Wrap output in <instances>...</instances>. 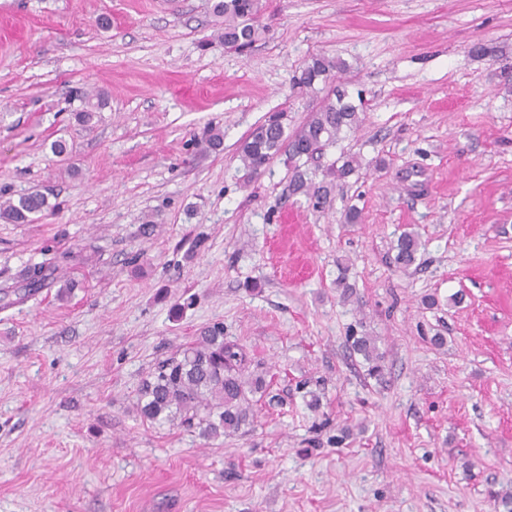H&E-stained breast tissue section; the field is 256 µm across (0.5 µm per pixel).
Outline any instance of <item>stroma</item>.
<instances>
[{
  "label": "stroma",
  "instance_id": "1",
  "mask_svg": "<svg viewBox=\"0 0 512 512\" xmlns=\"http://www.w3.org/2000/svg\"><path fill=\"white\" fill-rule=\"evenodd\" d=\"M263 2L237 51L207 0H0V201L51 205L0 219V288L75 256L66 297L0 309V512H504L512 0ZM316 53L367 103L308 164L319 183L359 161L318 206L283 157L258 177L238 157L271 114L308 119L324 92L295 78ZM405 230L424 249L404 271ZM215 324L272 376L270 399L233 436L145 421L141 380ZM353 329L376 337L382 378ZM47 197L39 190H31L0 203V218L13 224H28L38 220L48 208ZM422 247L418 233L403 231L393 246L394 263L399 269L407 270L417 262Z\"/></svg>",
  "mask_w": 512,
  "mask_h": 512
}]
</instances>
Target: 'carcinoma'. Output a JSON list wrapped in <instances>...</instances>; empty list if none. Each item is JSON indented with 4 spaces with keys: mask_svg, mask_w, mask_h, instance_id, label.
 Wrapping results in <instances>:
<instances>
[{
    "mask_svg": "<svg viewBox=\"0 0 512 512\" xmlns=\"http://www.w3.org/2000/svg\"><path fill=\"white\" fill-rule=\"evenodd\" d=\"M262 11V0H211L210 14L220 26V43L238 51L249 48L259 35ZM344 69L342 60L316 54L304 63L299 84L306 88L319 82L331 84ZM361 111L363 106L346 101L345 90L335 86L302 127L292 133L287 131L282 115H271L242 144L240 160L249 174L257 175L274 157L284 155L292 170V192L325 200L332 193L333 182L309 181L298 161L320 157L343 129L359 125ZM47 208V197L39 190H31L16 200L0 203V218L13 224H28L38 220ZM422 247L417 233L402 232L393 246L394 263L402 270L410 268ZM70 259V255L62 254L26 270L19 285L3 290V298L15 296V304L36 296L56 283V269ZM352 348L368 364V375L381 376L384 356L375 337L354 336ZM252 365L253 359L244 345L224 339V328L212 327L157 362L142 382L140 413L150 422H176L207 437L233 435L250 424L254 398L265 394L271 385L263 375L250 371Z\"/></svg>",
    "mask_w": 512,
    "mask_h": 512,
    "instance_id": "1",
    "label": "carcinoma"
}]
</instances>
